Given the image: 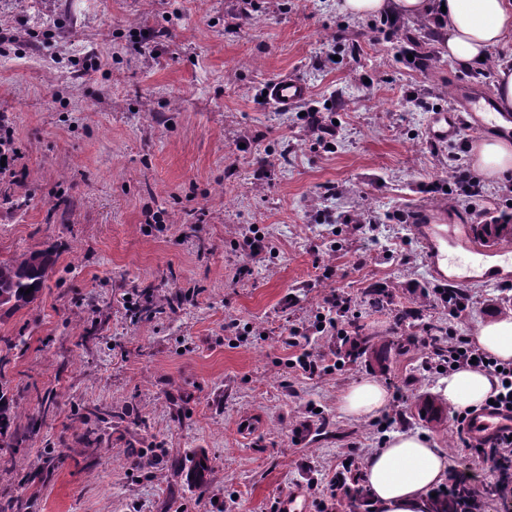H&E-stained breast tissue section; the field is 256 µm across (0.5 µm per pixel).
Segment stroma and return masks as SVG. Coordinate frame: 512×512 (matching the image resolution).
I'll return each instance as SVG.
<instances>
[{
    "instance_id": "35a3bbf8",
    "label": "stroma",
    "mask_w": 512,
    "mask_h": 512,
    "mask_svg": "<svg viewBox=\"0 0 512 512\" xmlns=\"http://www.w3.org/2000/svg\"><path fill=\"white\" fill-rule=\"evenodd\" d=\"M0 0V115L15 130L23 179L0 177V261L48 250L55 265L40 297L0 319L20 427L41 429L0 448V499L32 512H275L293 492L308 512L351 446L378 448L386 434L345 417L338 399L373 377L408 399L393 430L427 434L449 465L483 464L451 445L449 421L418 411L439 373L406 339L424 323L473 336L500 315L501 286L473 283L465 317L449 320L433 293L421 246L398 214L423 205L467 213L429 109L459 89L495 95V68L471 71L443 56L427 20L375 41L379 18L340 12L338 0ZM161 36L141 44L144 31ZM429 56L399 61L405 34ZM359 55H351V44ZM99 70L82 71L86 56ZM297 74L307 97L282 110L260 103L279 77ZM416 93L425 110L407 107ZM336 121L317 141L308 108ZM266 177H257L260 165ZM265 234L254 259L243 236ZM251 273L240 276L241 267ZM379 288L383 307L367 292ZM180 294L176 311L133 322L144 291ZM350 300L340 326L390 341L383 363L362 357L313 378L289 374L290 328H310L331 294ZM420 318L396 324L398 310ZM24 337L23 349L7 340ZM124 413L100 447L82 442L93 407ZM308 421L303 440L294 427ZM162 457L132 466L128 447ZM195 450L205 463L184 461ZM50 472L20 485L24 474Z\"/></svg>"
}]
</instances>
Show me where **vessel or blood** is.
I'll return each mask as SVG.
<instances>
[{
    "label": "vessel or blood",
    "mask_w": 512,
    "mask_h": 512,
    "mask_svg": "<svg viewBox=\"0 0 512 512\" xmlns=\"http://www.w3.org/2000/svg\"><path fill=\"white\" fill-rule=\"evenodd\" d=\"M307 93L306 84L297 75L290 74L274 81L269 99L275 106L285 109L303 100ZM495 112L490 98L460 91L451 111L433 113L429 138L445 143L460 138L470 129L511 133L512 114L501 113L495 121L491 118ZM411 231L424 249L432 275L440 282L454 285L476 280L512 282V248L488 246L479 238L471 216L451 218L443 210L433 216L421 213L415 216ZM504 427L512 428V412L489 407L477 411L473 434L483 438Z\"/></svg>",
    "instance_id": "obj_1"
}]
</instances>
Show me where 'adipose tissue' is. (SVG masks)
<instances>
[{
	"mask_svg": "<svg viewBox=\"0 0 512 512\" xmlns=\"http://www.w3.org/2000/svg\"><path fill=\"white\" fill-rule=\"evenodd\" d=\"M340 8L355 18L430 19L442 33L441 53L466 69L481 67L483 57L512 38V0H341ZM473 164L489 179L512 175V142L475 141ZM473 339L483 352L512 362V316L480 323ZM496 386V379L486 372L460 369L440 380L438 393L449 408L463 411L480 407ZM389 403L386 387L365 378L342 393L339 410L349 417L371 419ZM447 479L446 453L427 436L411 431L392 433L363 468V485L374 512H433L432 493Z\"/></svg>",
	"mask_w": 512,
	"mask_h": 512,
	"instance_id": "1",
	"label": "adipose tissue"
}]
</instances>
